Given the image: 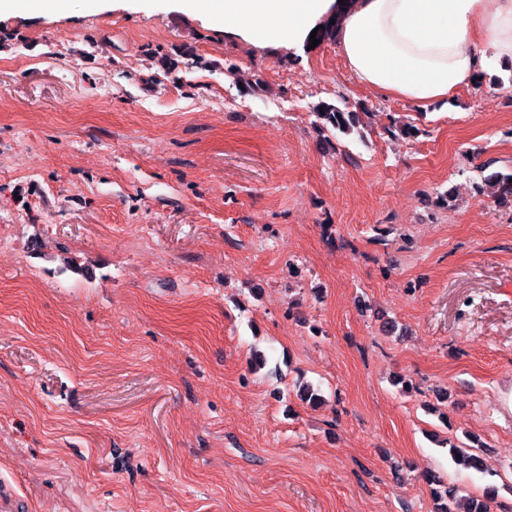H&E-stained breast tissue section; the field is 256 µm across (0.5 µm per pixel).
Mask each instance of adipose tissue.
<instances>
[{
	"label": "adipose tissue",
	"instance_id": "ef3b65f1",
	"mask_svg": "<svg viewBox=\"0 0 512 512\" xmlns=\"http://www.w3.org/2000/svg\"><path fill=\"white\" fill-rule=\"evenodd\" d=\"M227 30L262 47L304 44L339 16L337 44L352 72L385 92L428 105L512 62V0H195Z\"/></svg>",
	"mask_w": 512,
	"mask_h": 512
}]
</instances>
